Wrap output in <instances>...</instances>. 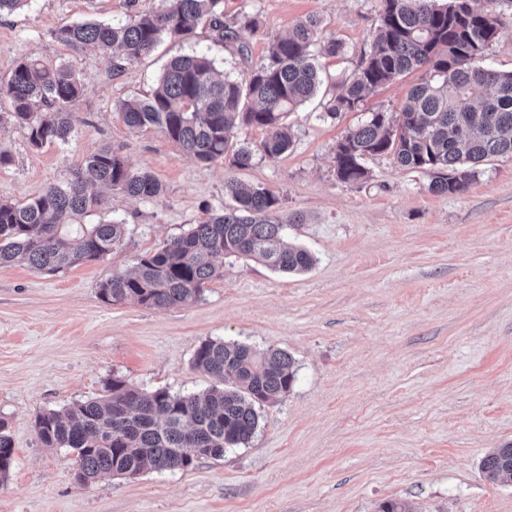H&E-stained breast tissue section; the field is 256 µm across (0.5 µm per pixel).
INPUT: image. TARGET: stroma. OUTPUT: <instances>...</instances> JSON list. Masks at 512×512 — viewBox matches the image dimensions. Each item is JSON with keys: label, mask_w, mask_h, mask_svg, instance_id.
<instances>
[{"label": "stroma", "mask_w": 512, "mask_h": 512, "mask_svg": "<svg viewBox=\"0 0 512 512\" xmlns=\"http://www.w3.org/2000/svg\"><path fill=\"white\" fill-rule=\"evenodd\" d=\"M380 0H224L225 18L256 17L233 47L213 46L209 29L185 44L163 41L115 71L108 56L53 36L60 25L122 19L124 0H31L0 14V79L23 57L70 67L83 84L70 141L33 147L24 127L0 125V201L22 203L61 184L86 157L112 147L150 171L161 196L108 195L85 221L122 219V244L103 258L49 274L15 262L0 268V417L14 461L0 480V512H512V483L480 470L484 455L512 444V157L483 162L467 191L437 195L426 175L391 157L368 160L362 184L337 180L336 144L369 112L398 111L419 69L382 87L359 111L330 119L318 101L288 116L294 145L238 170L202 164L158 131L130 130L120 101L146 96L165 64L210 51L216 68L240 78L261 64L268 41L313 14L345 53L325 59L335 83L350 79L368 51ZM505 25L484 64L512 71V0H475ZM262 186L302 215L291 244L311 269L285 274L261 262L224 260L201 298L167 309L108 304L100 284L143 254L230 204L228 180ZM278 348L297 380L263 407L246 445L200 458L185 470H145L133 479L75 481L74 452L38 442V413L104 395L112 379L147 391L189 394L211 386L192 357L206 341Z\"/></svg>", "instance_id": "35a3bbf8"}]
</instances>
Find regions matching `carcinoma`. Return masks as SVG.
Segmentation results:
<instances>
[{
	"mask_svg": "<svg viewBox=\"0 0 512 512\" xmlns=\"http://www.w3.org/2000/svg\"><path fill=\"white\" fill-rule=\"evenodd\" d=\"M160 5L125 0V21H84L60 26L57 40L96 49L116 67L134 64L165 38L187 42L200 26L216 45L235 41L236 22L224 21L223 0H159ZM473 0H381L379 25L355 76L324 104L334 119L361 108L368 95L401 75L428 68L431 79L414 86L398 112L372 111L336 144V177L361 184L370 179L368 159L390 156L397 167L427 175L428 190L460 195L492 156H512V72L479 65L504 21L479 11ZM343 44L324 34L323 20H298L284 38L268 42L266 61L242 79L216 75L215 59L196 51L166 65L157 85L118 109L134 130L153 128L183 152L207 164L231 153V165L248 168L257 155L277 158L293 146L286 116L314 98L323 85L319 59L336 57ZM82 85L66 66L19 60L0 84V121L26 126L32 146L65 144L77 120ZM272 134L257 145L236 143L243 127ZM102 186L141 200L164 193L149 172L131 168L110 146L91 153L84 168L63 184L51 185L23 203L0 202V267L21 257L37 271L63 272L99 259L119 246L126 222L70 221L105 205L89 190ZM235 205L208 212V219L137 258L100 285L109 304L129 301L168 308L197 301L206 283L223 273L224 258L250 257L275 271L310 269L313 257L285 243L288 227L281 199L264 187L227 184ZM192 366L220 382L201 393L152 392L114 379L107 395L50 410L35 418L45 448L76 453V479L84 484L103 474L135 478L146 468L183 470L203 457L221 458L246 444L259 424V410L290 391L296 371L280 349L258 353L237 343L207 341ZM232 379L227 389L221 383ZM13 442L0 419V477L13 463ZM484 477L512 482V446L495 448L481 461Z\"/></svg>",
	"mask_w": 512,
	"mask_h": 512,
	"instance_id": "carcinoma-1",
	"label": "carcinoma"
}]
</instances>
